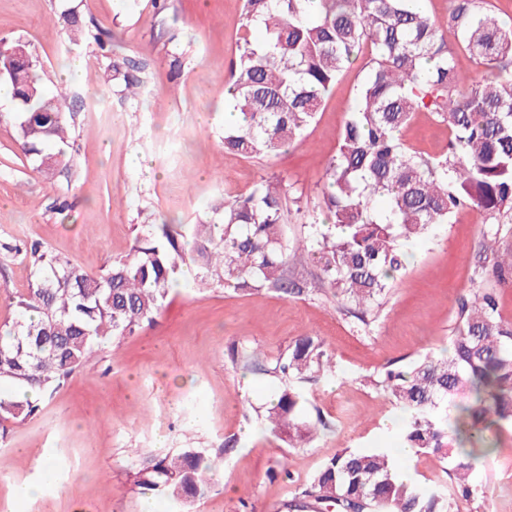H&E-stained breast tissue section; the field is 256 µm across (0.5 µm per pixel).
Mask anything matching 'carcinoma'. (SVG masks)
I'll return each instance as SVG.
<instances>
[{
    "label": "carcinoma",
    "instance_id": "cac0c4a2",
    "mask_svg": "<svg viewBox=\"0 0 512 512\" xmlns=\"http://www.w3.org/2000/svg\"><path fill=\"white\" fill-rule=\"evenodd\" d=\"M447 26L491 77L462 88L443 26L422 0H243L242 34L225 75V107L243 122L224 128V152L257 158L291 144L314 121L337 78L369 49L352 112L323 174L324 223L311 225L306 245L283 236L291 210L285 185L262 179L247 193L210 206L195 224H142L128 255L88 272L37 242L25 247L31 283L10 298L17 315L0 323V384L35 390L20 399L0 393V433L35 416L39 396L53 395L88 366L105 343L121 342L154 322L186 267L200 290L231 285L301 294L307 283L288 268L314 262L318 287L333 291L351 317L366 323L404 268L401 242L427 236L463 207L496 220L512 211V22L487 0H451ZM72 41L99 35L69 15ZM31 56L3 76L13 86L23 152L46 174L75 165L67 129L68 93L50 94ZM448 127V152L425 158L400 132L414 113ZM501 228L483 233L474 280L512 287V253L495 248ZM448 351L416 358L410 370L386 366L364 382L398 410L401 447L448 463L452 487L420 484L402 474V454L388 448L345 449L311 477L291 508L323 512H460L479 495L473 461L499 451L512 426V323L502 319L497 289L478 288L458 302ZM232 361L258 367L280 383L266 408L270 430L288 446L309 444L317 428L299 417L300 384L333 376L324 345L295 340L267 366L254 350L230 349ZM220 461L193 448L154 455L136 470L141 493L192 512L215 484Z\"/></svg>",
    "mask_w": 512,
    "mask_h": 512
}]
</instances>
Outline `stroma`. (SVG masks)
<instances>
[{"instance_id": "stroma-1", "label": "stroma", "mask_w": 512, "mask_h": 512, "mask_svg": "<svg viewBox=\"0 0 512 512\" xmlns=\"http://www.w3.org/2000/svg\"><path fill=\"white\" fill-rule=\"evenodd\" d=\"M72 9L107 52L69 44L63 15ZM241 23L242 0H0V40L24 43L42 83L67 87L77 101L76 166L53 176L21 151L15 102L0 103V322L13 317L9 299L31 279L15 246L38 241L96 271L129 253L137 225L195 223L210 204L264 177L282 178L288 198L299 199L302 211L284 234L305 243L310 223L324 218L322 174L363 73L357 66L342 73L294 144L253 159L224 153V75ZM131 61L144 81L135 99L112 77L113 65ZM401 138L434 158L446 152L449 134L418 112ZM489 226L465 207L407 244L405 270L365 326L315 289L202 292L185 280L152 325L104 348L37 416L0 438V512H141L133 462L183 448L222 459L217 483L193 512H287L337 452L397 447L394 408L361 378L447 348ZM304 335L323 341L336 374L303 384V415L323 425L308 447L292 448L263 419L277 380L235 365L229 349L246 345L270 360ZM500 446L477 465L483 492L462 512H512V427ZM24 482L39 492L15 499Z\"/></svg>"}]
</instances>
